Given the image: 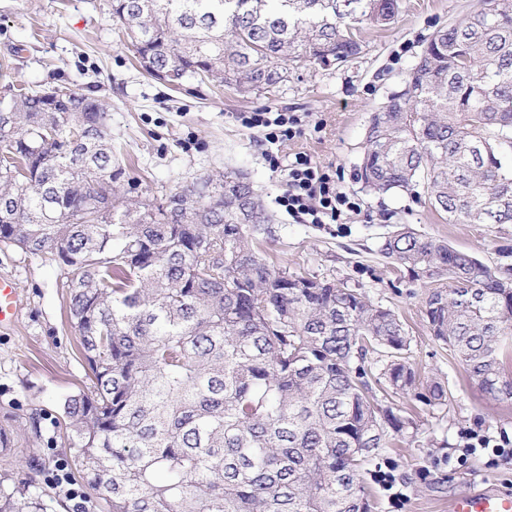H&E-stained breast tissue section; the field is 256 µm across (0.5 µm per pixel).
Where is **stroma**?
I'll list each match as a JSON object with an SVG mask.
<instances>
[{
  "mask_svg": "<svg viewBox=\"0 0 512 512\" xmlns=\"http://www.w3.org/2000/svg\"><path fill=\"white\" fill-rule=\"evenodd\" d=\"M397 21L367 30L361 54L332 70L292 68L270 92L216 90L186 80L174 88L146 75L135 51L111 16V0H0V87L42 89L65 84L97 98L107 112L112 146L128 176L161 200L191 182L229 170L245 174L271 217L272 235L261 246L266 258L289 271L358 289L372 303L399 316L410 343V361L448 388L446 405L431 407L414 394L389 396L391 406L413 417L417 433L365 465L363 477L374 512H451L468 493L494 488L512 493V465L495 466L487 453L463 456L469 431L492 444L512 443V400L485 397L446 345L432 336L423 298L426 284L394 271L378 248L407 224L448 242L488 265L512 264V224H451L423 198L401 192L378 195L355 175L371 112L394 90L431 35L473 10L477 0H401ZM270 107L308 115L322 123L285 142L288 155L305 152L335 167L347 191L357 195L364 218L343 230L303 224L275 202L283 188L262 150L240 126L239 113ZM17 285L20 317L0 330V432L10 438L0 455V476L34 478L33 452L66 460L69 445L62 417L66 397L85 390L88 367L80 353L63 288L71 270L0 242V274ZM392 471L394 489L380 485L378 471Z\"/></svg>",
  "mask_w": 512,
  "mask_h": 512,
  "instance_id": "obj_1",
  "label": "stroma"
}]
</instances>
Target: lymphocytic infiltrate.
Returning a JSON list of instances; mask_svg holds the SVG:
<instances>
[{"mask_svg": "<svg viewBox=\"0 0 512 512\" xmlns=\"http://www.w3.org/2000/svg\"><path fill=\"white\" fill-rule=\"evenodd\" d=\"M239 122L247 131L258 133L260 144L267 147L265 157L270 169L283 174L284 188L277 202L288 215L305 224L340 225L360 215L358 197L338 184L332 168L304 152L295 153L286 161L273 152V145L304 135L300 116L260 109L241 113Z\"/></svg>", "mask_w": 512, "mask_h": 512, "instance_id": "f902f5d3", "label": "lymphocytic infiltrate"}]
</instances>
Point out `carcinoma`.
<instances>
[{"mask_svg":"<svg viewBox=\"0 0 512 512\" xmlns=\"http://www.w3.org/2000/svg\"><path fill=\"white\" fill-rule=\"evenodd\" d=\"M399 0H112L141 69L270 91L338 68ZM0 241L68 267L92 390L62 407L67 469L106 512H372L364 461L413 421L378 399L419 383L401 321L353 288L271 264L252 183L230 171L154 201L112 160L102 104L65 85L0 89ZM358 180L419 187L450 224H512V3L480 0L432 35L369 119ZM380 254L430 286L432 335L489 398L512 400V265L408 225ZM430 406L448 402L437 377ZM0 479V512H45Z\"/></svg>","mask_w":512,"mask_h":512,"instance_id":"carcinoma-1","label":"carcinoma"}]
</instances>
